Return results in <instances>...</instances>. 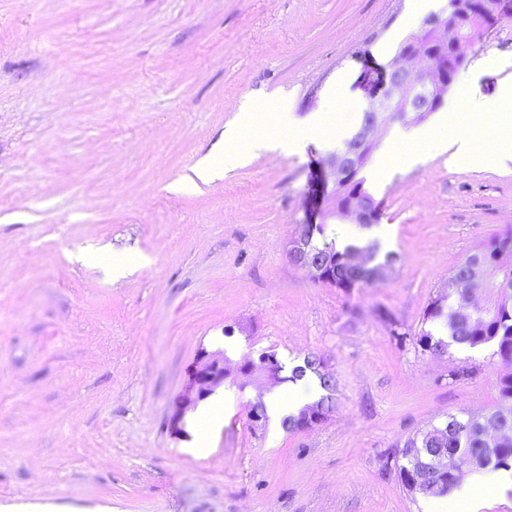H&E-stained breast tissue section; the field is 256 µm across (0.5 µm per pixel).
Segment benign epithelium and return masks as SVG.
<instances>
[{"label": "benign epithelium", "instance_id": "1", "mask_svg": "<svg viewBox=\"0 0 512 512\" xmlns=\"http://www.w3.org/2000/svg\"><path fill=\"white\" fill-rule=\"evenodd\" d=\"M422 30L441 32V41L446 45L458 46L461 43L458 33L448 28L439 16L426 19ZM456 55L457 52L454 51L434 66L427 67L423 63V50L417 43L401 50L395 65L384 71L379 87L368 94L369 119L353 135L348 150L334 157L330 163V172L319 170L315 176L312 196L317 200L322 199L329 178H334V184L337 185L353 172L352 163L357 154L364 145L374 142L375 129L390 120L392 114L413 113L419 118L436 111L444 103L448 86L454 82L458 73ZM371 212L368 198L356 191L347 200L342 217L365 224L370 219ZM311 235V224L298 225L297 235L291 242L290 257L295 265L317 278L322 275L327 261L323 255L310 248ZM223 379L224 368L219 366V361L214 360L204 365L194 377L198 395H204L211 386Z\"/></svg>", "mask_w": 512, "mask_h": 512}]
</instances>
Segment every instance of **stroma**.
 <instances>
[{
    "label": "stroma",
    "instance_id": "stroma-1",
    "mask_svg": "<svg viewBox=\"0 0 512 512\" xmlns=\"http://www.w3.org/2000/svg\"><path fill=\"white\" fill-rule=\"evenodd\" d=\"M414 0H0V507L74 512H424L396 445L499 404L498 356L415 336L474 249L512 227V167L428 154L372 199L394 262L344 292L289 258L309 183L334 157L271 150L196 190L174 184L238 107L281 90L360 125L366 68L419 33ZM512 86V12L469 48L447 98ZM141 253L117 282L80 247ZM242 400L187 453L192 379L223 340ZM321 357L334 408L271 437L248 410L261 353Z\"/></svg>",
    "mask_w": 512,
    "mask_h": 512
}]
</instances>
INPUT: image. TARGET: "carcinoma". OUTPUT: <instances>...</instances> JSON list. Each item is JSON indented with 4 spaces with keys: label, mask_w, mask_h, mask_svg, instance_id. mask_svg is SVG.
<instances>
[{
    "label": "carcinoma",
    "mask_w": 512,
    "mask_h": 512,
    "mask_svg": "<svg viewBox=\"0 0 512 512\" xmlns=\"http://www.w3.org/2000/svg\"><path fill=\"white\" fill-rule=\"evenodd\" d=\"M466 0H448L442 10L450 27L458 29L465 46L479 41L485 29L498 14L490 17L469 13ZM363 179H353L349 185L341 184L333 191L336 209H341L353 191L363 190ZM317 248L329 259L320 281L332 287L349 291L353 288H371L381 277L382 267L357 266L352 257L366 253L374 257L378 245L363 247L351 245L340 251L334 243H322ZM503 274L501 282L495 276ZM488 279V287L494 289L483 306L470 299V290L475 279ZM424 321L442 322L449 330L451 341L471 347L493 343L495 354L502 363L512 368V232L484 244L476 252L457 264L448 277L445 290L432 298L424 313ZM416 344L430 354L446 352L449 343L423 330L416 335ZM311 371L319 377L321 389L326 392L316 404L303 409L299 416L286 421L290 430L309 428L322 421L333 409L336 384L320 372V364L313 355L304 358V365L293 369L289 380L294 381ZM499 405L485 419L475 417L462 419L450 414L437 426L419 430L407 436L400 445L399 454L404 463L398 466L399 478L409 496L416 497L414 478L429 465L433 448H448L458 465L466 468L487 467L512 469V371L498 380ZM460 475L443 472L435 480L432 489L425 495L448 492L457 485Z\"/></svg>",
    "instance_id": "1"
}]
</instances>
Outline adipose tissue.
Returning <instances> with one entry per match:
<instances>
[{
  "instance_id": "ef3b65f1",
  "label": "adipose tissue",
  "mask_w": 512,
  "mask_h": 512,
  "mask_svg": "<svg viewBox=\"0 0 512 512\" xmlns=\"http://www.w3.org/2000/svg\"><path fill=\"white\" fill-rule=\"evenodd\" d=\"M329 123L328 113L320 111L301 116L291 112L284 99L271 98L239 112L225 133L224 144L218 147L224 155L223 162L200 161L190 175L185 176L184 182L188 185L209 182L216 177L218 168L229 170L244 165L252 157L273 148L287 154L300 152L307 140ZM466 123H475L483 128L488 150L477 151L473 138L460 133V125ZM429 149L447 156L452 167L463 163L504 165L512 162V96L506 94L494 102L471 100L467 112L449 110L431 128H394L386 139L384 153L372 165L370 176L374 182H381L388 175L391 162L415 164L422 152ZM317 398V383L309 376L290 384L288 389L265 394L262 402L270 431L282 433L284 419L298 415L306 404ZM236 404L237 393L228 387L222 394L200 405L193 414L200 439H208L212 431L219 429L226 411ZM511 489L512 469L486 468L472 473L448 494L434 497L433 506L436 512H472L478 499Z\"/></svg>"
}]
</instances>
